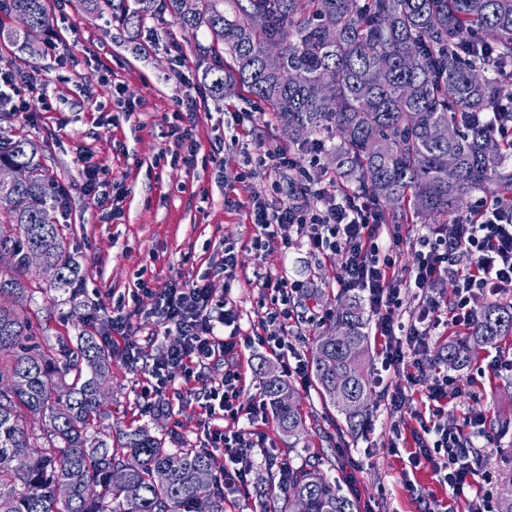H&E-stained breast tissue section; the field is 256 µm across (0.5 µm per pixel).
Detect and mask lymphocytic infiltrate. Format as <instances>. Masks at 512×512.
I'll return each instance as SVG.
<instances>
[{"label": "lymphocytic infiltrate", "mask_w": 512, "mask_h": 512, "mask_svg": "<svg viewBox=\"0 0 512 512\" xmlns=\"http://www.w3.org/2000/svg\"><path fill=\"white\" fill-rule=\"evenodd\" d=\"M275 171H295L303 182L292 185L286 201L253 197L249 222L254 229L253 245L258 258L270 252L288 250L284 226H294L310 251L340 256L334 276L338 288L359 293L375 314V334L382 345V363L402 369L408 382H417L420 364L413 353L430 348L432 330L440 327L469 328V305L477 295L496 296L512 290V203L499 199L478 200L470 212L420 235L418 261L409 278H402L392 255L398 235H385V222L374 201L358 191L328 188L308 178L306 157L276 147L264 154ZM454 281V298L444 303L432 295L442 277ZM260 286L270 303L262 311L259 326L243 331L240 312L234 302L217 296L210 284L174 282L153 290L149 315L164 333H176V342L160 347L149 357L142 374L147 382L145 395L153 407L164 405V392L176 380L196 377L202 369L219 363L224 378L201 393L202 406L212 419L206 440L209 447L222 451L229 465L222 472L225 494L232 495L249 486L254 461L251 450L263 447L265 433L251 431L253 423L266 420L264 400L248 396L243 382L241 356L244 349L261 347L280 359L283 373L307 383L303 359L289 360L284 339L294 309L293 295H306L303 281L285 276H262ZM416 289L419 298L412 323H403L399 310L403 289ZM248 427H241V419ZM423 426L414 433L415 448L408 456L411 466L431 463L453 494L463 492L475 473L459 460L473 447L469 426Z\"/></svg>", "instance_id": "obj_1"}]
</instances>
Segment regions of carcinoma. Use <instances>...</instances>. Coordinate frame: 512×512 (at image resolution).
I'll return each instance as SVG.
<instances>
[{
	"instance_id": "1",
	"label": "carcinoma",
	"mask_w": 512,
	"mask_h": 512,
	"mask_svg": "<svg viewBox=\"0 0 512 512\" xmlns=\"http://www.w3.org/2000/svg\"><path fill=\"white\" fill-rule=\"evenodd\" d=\"M88 14L141 25L171 13L184 30L211 35V92L240 91L266 102L288 131L326 135L336 169L384 204L387 224L408 217L449 224L474 193L512 199V149L484 123L512 78V0H81ZM230 9H224V4ZM19 30H0L34 56L28 30L46 29V0H8ZM477 42L466 50L460 40ZM229 64H224V57ZM451 134L440 140L436 131ZM45 144L24 133L0 139V172L29 171L0 187V512H226L224 488L207 448L164 447L146 425L117 433L105 387L112 347L82 327L75 336L36 335L27 305L53 295L79 306L82 270L55 221L59 185L41 162ZM456 172L448 179L442 160ZM42 277L33 276L32 251ZM364 305L353 297L316 339L311 373L321 396L350 427L364 422L374 389L366 369ZM512 335V304L480 308L468 336L438 347L437 362L467 364L476 348ZM344 390L336 397V389ZM262 394L281 432H305L293 389L264 373ZM39 418L42 428L28 429ZM262 512H356L336 480L317 468L289 467Z\"/></svg>"
}]
</instances>
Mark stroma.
<instances>
[{
  "label": "stroma",
  "mask_w": 512,
  "mask_h": 512,
  "mask_svg": "<svg viewBox=\"0 0 512 512\" xmlns=\"http://www.w3.org/2000/svg\"><path fill=\"white\" fill-rule=\"evenodd\" d=\"M46 5L50 25L38 33L37 43L54 41L56 51L31 58L0 46V66L36 69L48 86L49 100L29 98L27 90H20L33 116L28 119L10 106L0 107V137L19 130L45 143L42 163L67 191L56 217L66 225L67 240L81 262L79 301L97 311V331L106 332L113 306L120 302L133 313L126 330L129 340L144 342L156 324L144 316L152 299L138 288L143 283L160 288L174 279L201 280L216 291H228L243 328H251L258 321L261 290L256 273L261 270L306 281L312 288L313 298L298 306L285 337L302 358H309L315 339L327 331L331 314L345 297L333 281L340 257L310 253L296 240L295 228L287 227L284 236L294 240L288 252L257 260L246 209L224 206L225 198L243 204L257 195L273 196L276 186L287 185L288 174L265 167L263 151L286 144L297 153L301 142H289L278 116L263 103L245 95L220 100L211 95L209 62L196 51L197 45L208 43L206 31L183 30L167 13L126 28L110 16L84 13L79 0H47ZM174 41L186 55L178 76L167 68ZM187 82L199 89L193 129L197 151L190 165L176 158L172 136ZM130 103L135 106L131 112L126 109ZM238 112L253 115L248 137L252 160L243 163L230 150L224 166H217L210 143L241 134L233 120ZM88 163L100 171L99 184L91 191L84 188L83 167ZM228 243L239 251L237 278L229 287L219 267ZM112 350L109 427L145 424L165 438L169 448L205 447L208 417L186 393L220 383L223 366H210L197 380L176 381L166 407L152 409L142 394L140 365L126 361L120 345ZM510 353L512 336L480 349L463 369L453 370L466 394L449 400L437 413L430 411L427 394L445 367L435 363L432 352L424 354L419 382L408 391L410 407L396 414L383 395L395 376L382 371L381 344L371 338L375 395L364 424L349 428L315 385L293 383L304 435L296 440L274 421L263 424L266 446L253 451L249 489L234 496L227 512H260L262 494L278 485L281 458L295 467H317L370 512H424L430 503L440 512L449 507L470 512L483 499L498 507L503 489L512 483V429L500 430L502 421L512 422V368L501 364L503 355ZM474 414L483 417V435L466 458L476 471L475 482L452 499L430 466L410 467L412 431L423 420L431 425L461 424ZM269 447L277 460L267 459Z\"/></svg>",
  "instance_id": "obj_1"
}]
</instances>
